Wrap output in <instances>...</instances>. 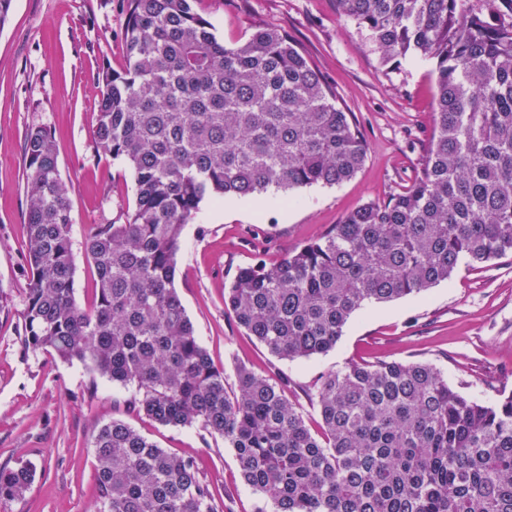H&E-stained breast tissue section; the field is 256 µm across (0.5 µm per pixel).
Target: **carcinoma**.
Returning a JSON list of instances; mask_svg holds the SVG:
<instances>
[{
	"mask_svg": "<svg viewBox=\"0 0 512 512\" xmlns=\"http://www.w3.org/2000/svg\"><path fill=\"white\" fill-rule=\"evenodd\" d=\"M336 0L382 64L432 61L435 126L420 174L274 264L238 269L224 305L247 335L294 360L336 346L369 303L451 283L512 254V0ZM127 62L106 69L97 149L127 164L135 208L84 240L95 301L78 306L70 188L45 127L24 141L29 279L19 340L133 390L163 426L200 425L233 448L258 512H512V391L472 400L431 364L350 362L316 391L319 433L272 377L246 369L229 395L175 287L185 225L206 199L338 185L364 164L351 113L288 36L259 25L228 48L192 0H126ZM95 448L99 512H218L197 461L121 419ZM29 465L0 466V506Z\"/></svg>",
	"mask_w": 512,
	"mask_h": 512,
	"instance_id": "cac0c4a2",
	"label": "carcinoma"
}]
</instances>
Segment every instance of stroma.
Returning <instances> with one entry per match:
<instances>
[{
  "label": "stroma",
  "instance_id": "35a3bbf8",
  "mask_svg": "<svg viewBox=\"0 0 512 512\" xmlns=\"http://www.w3.org/2000/svg\"><path fill=\"white\" fill-rule=\"evenodd\" d=\"M196 12L225 46L255 25L288 34L368 145L363 168L336 186L262 200L204 201L182 238L175 286L201 345L223 369L228 390L245 367L288 379L285 394L310 429L320 418L313 398L320 378L349 362L377 358L428 363L461 393L481 401L512 390V258L460 268L452 284L356 311L336 346L293 361L272 355L224 306L237 270L325 234L351 210L403 191L417 175L434 130L430 61L381 64L366 33L336 12L335 0H196ZM124 0H13L0 27V466L32 465L24 495L0 512H98L93 435L121 419L160 448L196 458L200 474L227 512H257L258 493L243 482L236 455L200 426H163L127 410L128 389L78 362L48 352L22 355L18 327L29 285L23 255L26 222L24 137L50 128L59 167L71 188L75 289L79 306L94 300L95 271L83 242L97 224L124 223L134 206L127 165L96 148L97 98L104 69L126 63Z\"/></svg>",
  "mask_w": 512,
  "mask_h": 512
}]
</instances>
